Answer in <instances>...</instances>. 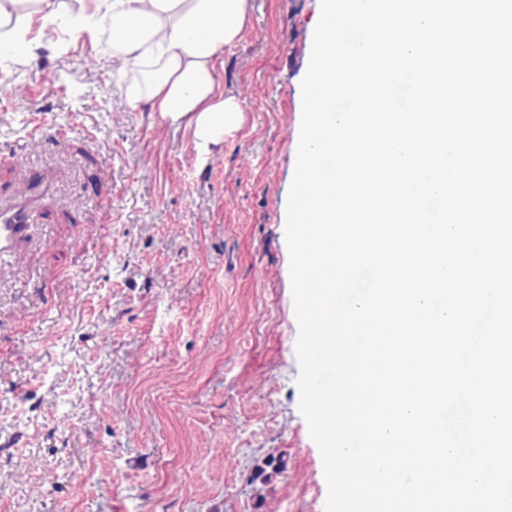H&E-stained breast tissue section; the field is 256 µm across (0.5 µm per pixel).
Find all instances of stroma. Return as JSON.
<instances>
[{"label": "stroma", "mask_w": 512, "mask_h": 512, "mask_svg": "<svg viewBox=\"0 0 512 512\" xmlns=\"http://www.w3.org/2000/svg\"><path fill=\"white\" fill-rule=\"evenodd\" d=\"M320 14L252 0L209 151L128 106L108 36L0 62V202L39 200L0 262V512H325L285 233Z\"/></svg>", "instance_id": "1"}]
</instances>
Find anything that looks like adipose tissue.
Here are the masks:
<instances>
[{"mask_svg": "<svg viewBox=\"0 0 512 512\" xmlns=\"http://www.w3.org/2000/svg\"><path fill=\"white\" fill-rule=\"evenodd\" d=\"M251 0H91L67 14L66 0H0V56L27 43L33 23L99 37L109 31L112 55L137 69L142 90L130 104L149 103L172 121L188 120L203 146H219L243 121L239 99L215 79L224 48L241 36Z\"/></svg>", "mask_w": 512, "mask_h": 512, "instance_id": "ef3b65f1", "label": "adipose tissue"}]
</instances>
